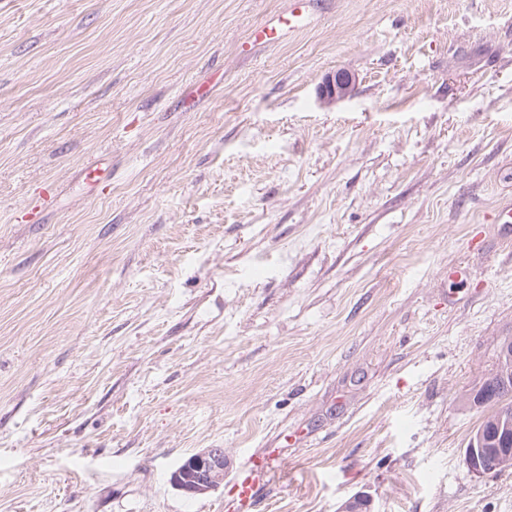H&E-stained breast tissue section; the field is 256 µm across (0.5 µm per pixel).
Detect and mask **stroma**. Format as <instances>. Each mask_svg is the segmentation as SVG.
Instances as JSON below:
<instances>
[{
	"instance_id": "obj_1",
	"label": "stroma",
	"mask_w": 512,
	"mask_h": 512,
	"mask_svg": "<svg viewBox=\"0 0 512 512\" xmlns=\"http://www.w3.org/2000/svg\"><path fill=\"white\" fill-rule=\"evenodd\" d=\"M286 7L0 0V512H224L170 483L208 448L276 450L254 512H512L465 463L512 338V0L247 46ZM353 87V77L345 71H339L325 81L321 89V96L327 102H335L349 96Z\"/></svg>"
}]
</instances>
